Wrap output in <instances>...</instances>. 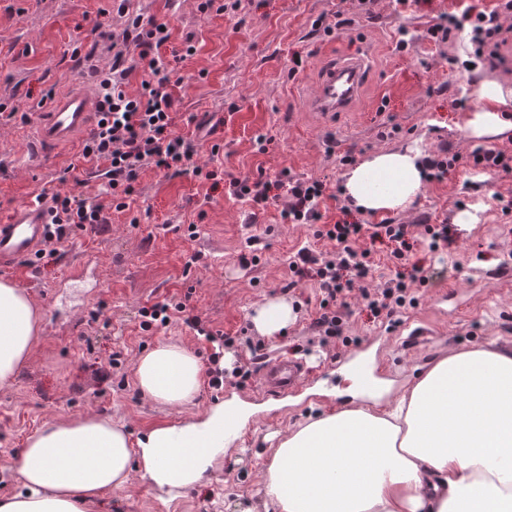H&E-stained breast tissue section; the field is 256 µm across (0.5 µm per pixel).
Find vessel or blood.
<instances>
[{
	"label": "vessel or blood",
	"instance_id": "1",
	"mask_svg": "<svg viewBox=\"0 0 512 512\" xmlns=\"http://www.w3.org/2000/svg\"><path fill=\"white\" fill-rule=\"evenodd\" d=\"M363 73L361 64L350 61L332 67L314 101L323 112L343 111L355 96ZM94 104L81 90L65 89L54 96L47 119L36 131L40 145L67 144L75 132L85 129ZM51 198L32 200L18 205L7 223L0 224V268H13L22 262H31L46 240L51 222ZM304 379L302 361L282 358L264 369L263 383L268 391L282 394L296 393Z\"/></svg>",
	"mask_w": 512,
	"mask_h": 512
}]
</instances>
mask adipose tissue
I'll use <instances>...</instances> for the list:
<instances>
[{
  "instance_id": "1",
  "label": "adipose tissue",
  "mask_w": 512,
  "mask_h": 512,
  "mask_svg": "<svg viewBox=\"0 0 512 512\" xmlns=\"http://www.w3.org/2000/svg\"><path fill=\"white\" fill-rule=\"evenodd\" d=\"M477 107L468 138L512 135L493 106L512 98L497 81L472 80ZM350 204L405 210L422 193L419 150L379 152L343 175ZM290 303L266 300L252 318L260 335H282ZM41 333L36 302L0 282V386L26 366ZM137 384L161 408L191 402L201 366L189 348L160 343L135 364ZM244 425L238 401L193 419L162 423L132 439L123 423L87 413L42 425L11 472L19 490L0 512H86L125 488L132 472L172 495L199 482ZM265 512H512V352L473 347L423 372L392 408L358 402L289 429L264 479Z\"/></svg>"
}]
</instances>
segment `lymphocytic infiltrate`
Here are the masks:
<instances>
[{
	"label": "lymphocytic infiltrate",
	"mask_w": 512,
	"mask_h": 512,
	"mask_svg": "<svg viewBox=\"0 0 512 512\" xmlns=\"http://www.w3.org/2000/svg\"><path fill=\"white\" fill-rule=\"evenodd\" d=\"M512 11V0H498L491 9L467 7L462 13H448L436 19L428 29L436 41L449 40L461 24L471 27L473 58L462 61V69L477 62L485 68L497 69L501 61V46L512 39L504 29L501 14ZM171 32L166 25L128 14L125 38L121 48L112 56V66L98 72V121L93 135L80 151L82 162L95 166L100 172L115 209L126 207L133 195L139 176L149 170L163 169L177 175H193L199 179L220 182L218 170H203L193 158L197 153L196 139L178 131L175 122L177 99L171 84L166 59ZM140 76L137 92L127 85L132 76ZM232 195L254 204H262L287 192L288 205L281 217L288 224L314 225L316 237L336 245L333 255L301 248L289 259L294 278H310L320 291L318 316L314 324L319 332L330 338L340 337L343 319L336 308L338 298L359 291L371 317L388 318L398 310L415 306L416 286L427 285L428 271L419 264H407L414 249L415 238L406 224H364L350 212H343L333 224L320 223L319 203L325 194L322 182L309 181L283 172L279 179L245 177L229 184ZM53 220L46 247L40 258L54 256L59 245L79 230L106 227L109 219L103 206L94 197L83 194L53 191ZM389 247L390 254L403 266L396 271L394 284L388 288H366L362 282L369 271L376 246Z\"/></svg>",
	"instance_id": "lymphocytic-infiltrate-1"
}]
</instances>
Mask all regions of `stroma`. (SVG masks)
<instances>
[{"label":"stroma","mask_w":512,"mask_h":512,"mask_svg":"<svg viewBox=\"0 0 512 512\" xmlns=\"http://www.w3.org/2000/svg\"><path fill=\"white\" fill-rule=\"evenodd\" d=\"M199 0H129L131 11L166 23L175 42L194 34L195 56L172 63L178 84L177 125L194 114L202 131L198 164L220 168L225 179L283 171L325 185L321 223L332 224L345 207L342 156L361 163L386 149L413 147L428 155L444 149L459 162L445 179L426 184L406 211L366 214L388 218L423 235L428 224H448L452 240L443 252L424 248L414 258L434 271L419 303L383 320L369 319L359 292L344 301V335L376 371L392 404L419 375L448 352L473 346L512 351V173L474 167L464 125L469 113L453 106L458 81L480 77L512 88V42L505 65L491 71H459L461 37L432 42L430 21L449 0H421L405 9L393 0H224L223 13L202 14ZM347 26L332 34L313 30L317 18ZM125 19L116 0H0V222L49 186L83 143L48 148L32 157L27 137L44 119L59 89L95 88L94 67L112 59ZM415 37L400 52V30ZM364 60L366 76L349 111L325 114L309 97L335 61ZM219 154H212V146ZM287 195L255 207L226 189L207 192L202 182L163 171L142 174L126 210L112 214L100 232H76L48 265L33 274L0 270V280L25 288L39 306L43 335L30 362L0 387V498L17 491L10 466L27 437L44 423L94 413L124 421L133 437L154 425L186 420L235 397L249 406L245 426L217 466L171 499L139 474L98 501L90 512H229L262 505L264 475L284 434L306 418L348 403L336 384V359L346 348L312 326L318 286L305 279L288 288L289 258L299 248L333 252L311 226L282 223ZM467 212L472 224H456ZM195 225L196 238L182 228ZM260 238V261L241 266L251 238ZM201 252L199 263L188 257ZM187 298L194 314L232 336L223 349L230 362L249 364L254 354L303 359L310 383L291 397L261 391V373L245 384L201 386L194 400L159 409L139 391L134 364L157 343L191 349L207 362L217 346L180 321L146 332L138 311L166 297ZM282 298L296 319L282 336H259L251 318L265 300ZM117 366H110V359Z\"/></svg>","instance_id":"stroma-1"}]
</instances>
